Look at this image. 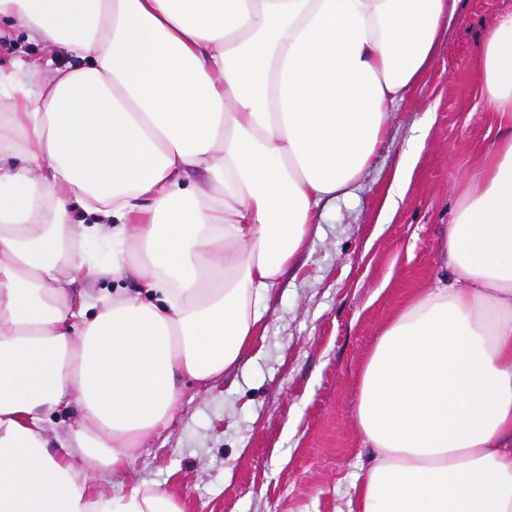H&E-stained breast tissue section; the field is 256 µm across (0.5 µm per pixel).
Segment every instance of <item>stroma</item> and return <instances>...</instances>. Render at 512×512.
<instances>
[{
	"mask_svg": "<svg viewBox=\"0 0 512 512\" xmlns=\"http://www.w3.org/2000/svg\"><path fill=\"white\" fill-rule=\"evenodd\" d=\"M512 0H457L420 84L390 112L372 166L349 198L322 203L305 249L260 305L261 333L222 381L185 384L168 426L97 487L172 492L183 512H347L366 462L357 377L390 314L446 271L441 230L497 135L483 108L480 44ZM52 58L0 32V70ZM411 159L404 184L394 173Z\"/></svg>",
	"mask_w": 512,
	"mask_h": 512,
	"instance_id": "stroma-1",
	"label": "stroma"
}]
</instances>
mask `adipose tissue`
<instances>
[{
	"mask_svg": "<svg viewBox=\"0 0 512 512\" xmlns=\"http://www.w3.org/2000/svg\"><path fill=\"white\" fill-rule=\"evenodd\" d=\"M449 0H0L78 68L21 60L0 114V512H183L108 497L184 382L223 378L322 202L371 165ZM501 135L443 265L384 324L358 378L356 512H512V14L485 31ZM204 172L207 188L182 187ZM143 291L95 299L70 284ZM81 420L48 434L60 407Z\"/></svg>",
	"mask_w": 512,
	"mask_h": 512,
	"instance_id": "1",
	"label": "adipose tissue"
}]
</instances>
